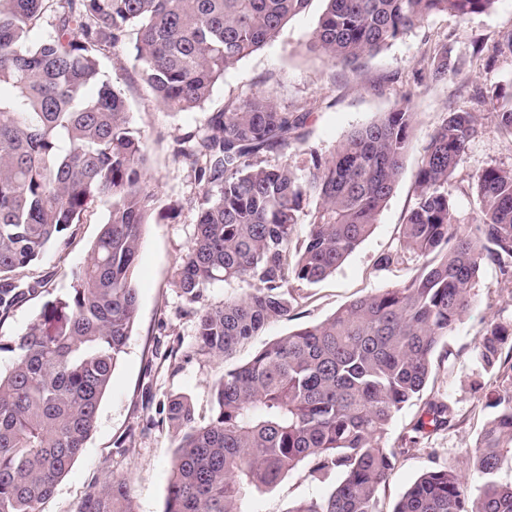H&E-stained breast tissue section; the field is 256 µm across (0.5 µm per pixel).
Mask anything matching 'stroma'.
<instances>
[{
  "label": "stroma",
  "instance_id": "1",
  "mask_svg": "<svg viewBox=\"0 0 512 512\" xmlns=\"http://www.w3.org/2000/svg\"><path fill=\"white\" fill-rule=\"evenodd\" d=\"M325 8L312 0L308 11L290 19L261 49L240 60L216 83L203 108L180 111L162 105L142 81L131 48L107 50L101 57L102 77L121 90L129 106L131 125L148 148L147 179L156 195L154 209L143 226L136 286L138 314L125 352L103 397L94 431L68 474L57 484L42 512H75L91 491L114 478L128 479L136 512H165L172 475L175 441L166 422L171 396L191 399L198 424L212 416V391L226 371L247 363L255 353L305 325L330 318L351 301L397 286L413 276L417 260L381 266L382 255L400 246L401 226L415 198L416 173L424 148L445 113L470 111L480 115L478 135L448 183L456 202V221L473 223L472 183L487 166L512 167V138L498 127L491 107L477 104V89L512 91V59L494 67L485 61L495 43L512 31V0H497L487 14L461 19L441 13L417 24L374 58L355 66H334L309 51L308 40ZM447 45L458 68L445 84L428 83V56ZM265 92L286 112L309 118L302 141L287 153L268 154V164L289 163L305 175L310 150L330 156L354 128L405 106L415 114L413 140L393 194L367 237L343 264L321 282L300 288L286 319L270 323L230 356L216 359L197 343V306H217L242 295L246 284L217 282L207 287L200 305L189 304L174 283L177 267L194 236L197 212L207 187L194 169L175 156L181 139L205 131L213 112L242 105ZM111 202L97 201L82 223L71 225L47 245L42 255L21 273L34 289L0 317V371L10 368L13 355L5 349L24 332L47 301L66 298L76 272L88 258ZM475 303L446 340L448 362H435L429 392L449 401L456 413L454 427L432 433L419 450L402 458L379 494L380 512L395 503L424 472L462 463L490 411L471 387L474 346L487 322H512V287L485 263L474 287ZM329 484L305 480L302 473L286 476L272 490L254 495L247 512H288L304 498H321Z\"/></svg>",
  "mask_w": 512,
  "mask_h": 512
}]
</instances>
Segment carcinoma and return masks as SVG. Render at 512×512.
<instances>
[{
    "mask_svg": "<svg viewBox=\"0 0 512 512\" xmlns=\"http://www.w3.org/2000/svg\"><path fill=\"white\" fill-rule=\"evenodd\" d=\"M311 0H0V312L20 295L18 273L101 198L108 220L64 299L44 304L7 349L0 375V512H41L93 431L101 399L133 331L142 228L155 201L146 145L130 126L126 100L101 79L103 51L133 46L140 76L164 105L202 107L215 84L272 41ZM308 48L332 65L377 55L433 14L465 19L498 0H326ZM45 17L52 33L29 34ZM456 71L448 47L433 50L428 79ZM512 138V101L478 93ZM309 113L282 112L253 96L189 133L177 156L216 187L206 192L175 285L190 304L215 282L249 291L196 310L197 341L223 358L294 310V288L315 284L373 231L402 173L414 113L397 107L350 132L330 157L310 151L308 173L262 156L285 153ZM479 115H444L416 175L414 204L399 251L418 273L397 288L356 299L329 319L268 344L227 371L213 415L198 425L190 399L173 396L166 421L176 441L166 512H246L256 493L306 468L337 478L321 499L289 512H378L382 486L425 435L454 426L453 408L424 396L439 346L473 304L481 266L512 283V167L477 175L474 225H460L448 181L477 132ZM309 232L294 243L307 199ZM472 385L492 409L461 466L423 473L393 512H512V483L497 479L512 456V324L488 323L475 346ZM422 406L399 441L385 446L397 413ZM478 480L467 491V473ZM76 512H135L130 485L114 478Z\"/></svg>",
    "mask_w": 512,
    "mask_h": 512,
    "instance_id": "carcinoma-1",
    "label": "carcinoma"
}]
</instances>
